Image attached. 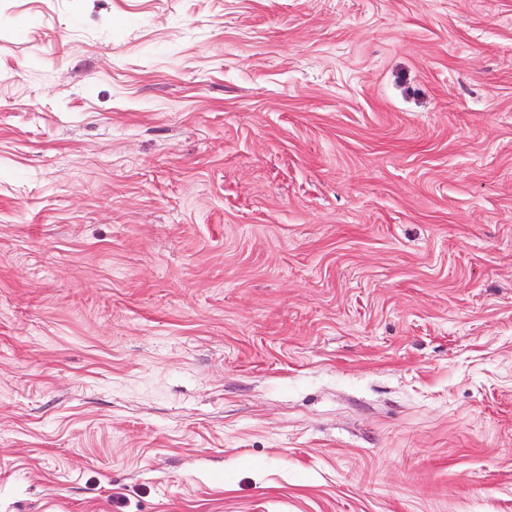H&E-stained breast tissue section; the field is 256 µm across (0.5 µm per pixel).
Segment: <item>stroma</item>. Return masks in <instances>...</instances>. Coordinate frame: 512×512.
Returning <instances> with one entry per match:
<instances>
[{"mask_svg":"<svg viewBox=\"0 0 512 512\" xmlns=\"http://www.w3.org/2000/svg\"><path fill=\"white\" fill-rule=\"evenodd\" d=\"M0 512H512V0H0Z\"/></svg>","mask_w":512,"mask_h":512,"instance_id":"obj_1","label":"stroma"}]
</instances>
